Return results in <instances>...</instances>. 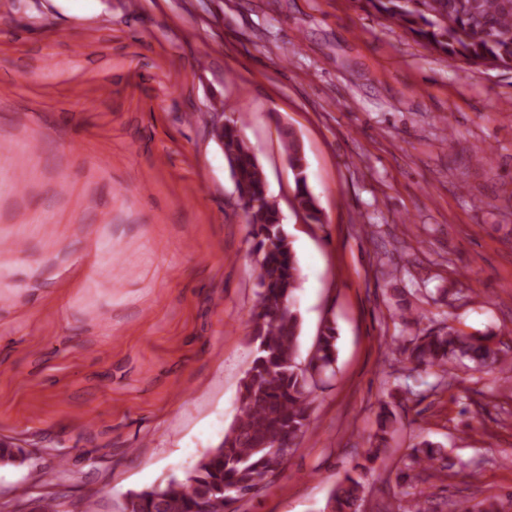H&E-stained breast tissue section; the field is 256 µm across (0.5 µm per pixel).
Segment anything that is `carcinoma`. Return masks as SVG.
Segmentation results:
<instances>
[{"instance_id":"carcinoma-1","label":"carcinoma","mask_w":512,"mask_h":512,"mask_svg":"<svg viewBox=\"0 0 512 512\" xmlns=\"http://www.w3.org/2000/svg\"><path fill=\"white\" fill-rule=\"evenodd\" d=\"M385 19L410 31L433 50L463 59L471 66L512 69V0H367ZM220 141L236 192L245 199V223L251 227L258 258L256 302L249 313L253 358L239 390L237 415L219 446L204 455L183 478L126 494L121 512H224L240 499L258 494L266 479L288 464L287 456L307 431L318 383L314 376L333 371L337 329L325 322L306 366L297 362L300 318L293 306L299 269L281 211L267 189V179L241 124L231 120L215 134ZM281 145L295 179L296 207L321 222L316 199L306 181V158L291 129ZM408 360L416 368L451 373L467 360L476 370L505 372L512 347L494 335L465 334L450 326L413 338ZM396 424L383 411L378 432L365 452L375 462ZM25 449L0 447V464L24 465ZM453 467L442 446L424 441L414 449L406 469ZM362 484L344 473L325 503L328 512H360Z\"/></svg>"}]
</instances>
